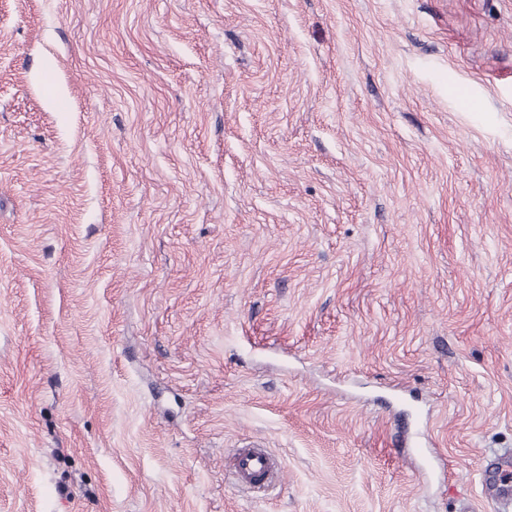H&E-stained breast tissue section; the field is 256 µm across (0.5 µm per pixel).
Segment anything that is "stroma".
<instances>
[{
    "label": "stroma",
    "instance_id": "1",
    "mask_svg": "<svg viewBox=\"0 0 512 512\" xmlns=\"http://www.w3.org/2000/svg\"><path fill=\"white\" fill-rule=\"evenodd\" d=\"M506 450L512 0H0V512H499ZM231 471L236 483L249 489L270 486L277 478L271 456L263 448H238L233 454ZM512 475V453L506 451L499 455L493 463L491 480L489 482L490 494L497 495L508 487Z\"/></svg>",
    "mask_w": 512,
    "mask_h": 512
}]
</instances>
